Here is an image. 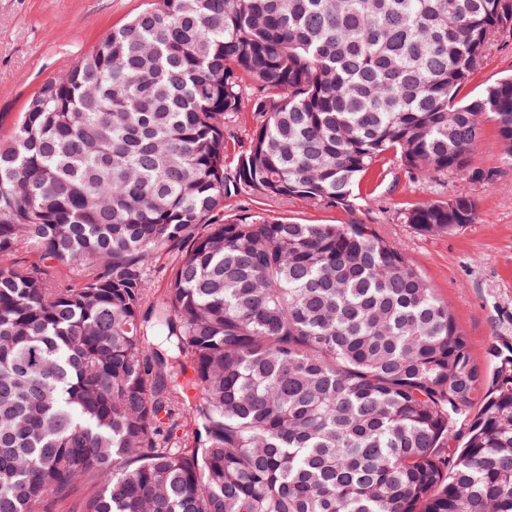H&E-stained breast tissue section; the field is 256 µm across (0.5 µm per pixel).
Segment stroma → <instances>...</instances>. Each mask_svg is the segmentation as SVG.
Segmentation results:
<instances>
[{
  "label": "stroma",
  "mask_w": 512,
  "mask_h": 512,
  "mask_svg": "<svg viewBox=\"0 0 512 512\" xmlns=\"http://www.w3.org/2000/svg\"><path fill=\"white\" fill-rule=\"evenodd\" d=\"M149 0H0V138L21 119L28 100L40 86L64 74L92 51L112 28L143 11ZM512 73V33L490 46L463 96L482 91ZM260 90L248 83V100L224 127L227 163L244 152L261 122L251 100ZM356 209L316 205L301 199H265L240 195L226 199L219 218L230 221L244 213L298 224L372 225L397 246L437 295L451 307L467 337L474 362L491 371L487 348L512 344V165L493 122H485L465 172L433 179L410 177L393 159L375 165L360 181ZM467 192L478 203L473 224L451 234L428 235L403 223L405 207L445 201Z\"/></svg>",
  "instance_id": "stroma-1"
}]
</instances>
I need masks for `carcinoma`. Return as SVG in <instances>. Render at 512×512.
Returning a JSON list of instances; mask_svg holds the SVG:
<instances>
[{"label":"carcinoma","instance_id":"carcinoma-1","mask_svg":"<svg viewBox=\"0 0 512 512\" xmlns=\"http://www.w3.org/2000/svg\"><path fill=\"white\" fill-rule=\"evenodd\" d=\"M506 32L512 0H150L44 83L0 141V512L88 479L74 512H512L511 345L483 372L368 224L215 223L242 192L351 207L385 155L462 172L487 118L512 165V75L460 97ZM261 120L260 114L253 112L251 102L245 99L242 111L225 125L224 149L228 171L233 169L238 155L248 148ZM175 255L176 253L173 252L166 254L151 267L149 277L150 299L155 300L163 296Z\"/></svg>","mask_w":512,"mask_h":512}]
</instances>
